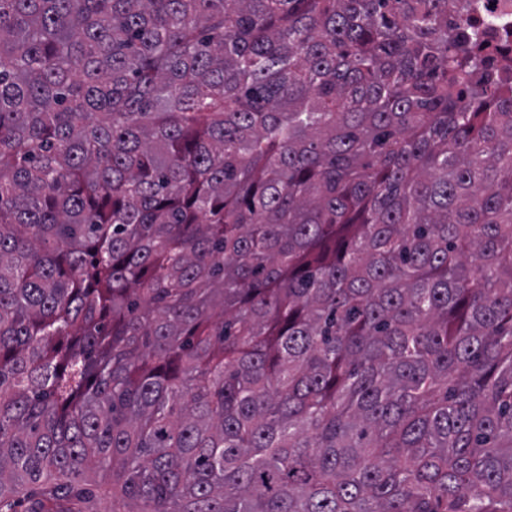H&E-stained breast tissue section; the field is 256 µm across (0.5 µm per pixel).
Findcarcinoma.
Here are the masks:
<instances>
[{
  "instance_id": "1",
  "label": "carcinoma",
  "mask_w": 512,
  "mask_h": 512,
  "mask_svg": "<svg viewBox=\"0 0 512 512\" xmlns=\"http://www.w3.org/2000/svg\"><path fill=\"white\" fill-rule=\"evenodd\" d=\"M480 9L0 0V505L512 512ZM80 484L83 487L91 488L95 492L96 497L91 502L90 506L97 512H112V494L110 487H112V473L103 476L98 472H86L85 479H81Z\"/></svg>"
}]
</instances>
